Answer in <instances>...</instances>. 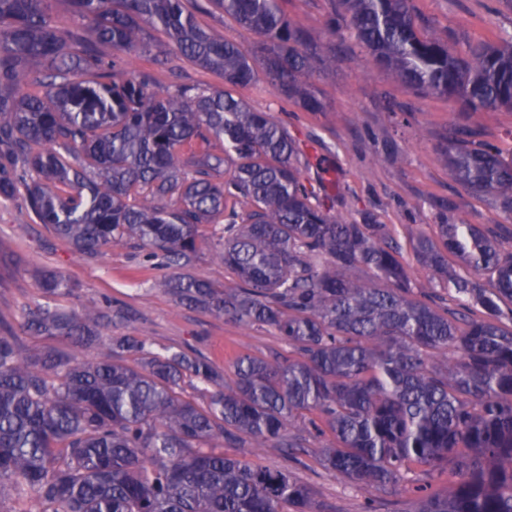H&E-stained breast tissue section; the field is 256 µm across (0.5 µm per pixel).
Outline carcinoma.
Instances as JSON below:
<instances>
[{
    "label": "carcinoma",
    "instance_id": "carcinoma-1",
    "mask_svg": "<svg viewBox=\"0 0 512 512\" xmlns=\"http://www.w3.org/2000/svg\"><path fill=\"white\" fill-rule=\"evenodd\" d=\"M281 2L197 0L192 12L185 0H0V198L22 196L79 254L137 241L176 270L169 286L182 303L270 325L292 353L239 359L230 386L196 350L154 354L142 338L108 335L110 304L27 309L22 328L72 347L30 360L0 321V487L9 481L40 512H331L289 473L220 451L284 448L297 462L298 419L310 437L333 435L322 463L346 483L392 494L412 464L450 466L456 483L420 497L416 512H512V252L481 224H439V243L417 239L431 281L457 294L450 308L412 281L385 225L333 213L336 198L302 178L298 144L269 113L223 87L157 89L121 59L183 57L239 88L261 77L322 112L304 80L349 37L408 88L475 113L512 108V40L458 50L420 24L413 0H332L339 41L323 43ZM210 7L258 34L251 51L199 23ZM438 153L512 217V157L465 127L447 131ZM229 201L248 209L226 215ZM215 223L232 288L184 272L198 226ZM40 285L48 298L71 291L51 271ZM104 336L110 355L77 356ZM187 378L210 387L206 407L183 397Z\"/></svg>",
    "mask_w": 512,
    "mask_h": 512
}]
</instances>
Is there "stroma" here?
Masks as SVG:
<instances>
[{
  "instance_id": "1",
  "label": "stroma",
  "mask_w": 512,
  "mask_h": 512,
  "mask_svg": "<svg viewBox=\"0 0 512 512\" xmlns=\"http://www.w3.org/2000/svg\"><path fill=\"white\" fill-rule=\"evenodd\" d=\"M424 24L447 29L457 47L493 41L512 34V11L500 0H414ZM287 18L329 41L325 26L329 0H284ZM130 72L152 71L156 88L173 82L207 87L215 75L188 60H180L177 73L153 69L145 58L124 55ZM326 106L307 112L284 102L264 83L243 90L251 110L270 113L306 145L311 159L303 175L323 182L337 198L336 209L349 220L371 212L401 247L403 259L416 285L428 283V272L414 257L418 236H434L445 221L484 225L512 251V220L498 198L478 195L456 181L440 162L437 145L450 124H471L479 139L496 144L512 156V111L501 109L468 115L459 104L434 94H418L387 72L376 68L358 46H349L311 80ZM221 234L217 224L198 227L199 256L194 273L216 287L234 286L232 275L216 257L214 245ZM0 319L18 324L25 307L42 302L36 279L44 271L64 274L73 294L65 307H84L111 301L122 313L112 327L116 336L146 340L149 350L167 347L195 349L223 368L225 382L234 380V363L242 356L269 360L287 355L288 348L270 326H245L200 310L179 305L168 292L169 269L154 265L135 243L106 247L95 256L75 253L62 239L29 215L22 199H0ZM331 436L312 442L299 462L280 448H225V455L247 459L271 470H287L313 493L316 502L335 512H364L368 490L339 481L322 465L321 448ZM450 469L429 473L412 465L392 500H377V512H415L421 491L445 492L452 486Z\"/></svg>"
}]
</instances>
